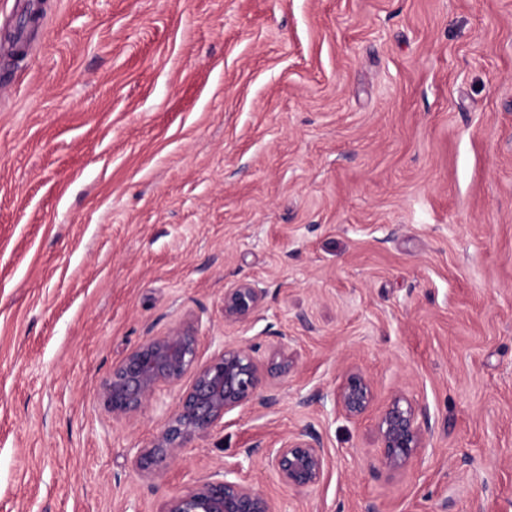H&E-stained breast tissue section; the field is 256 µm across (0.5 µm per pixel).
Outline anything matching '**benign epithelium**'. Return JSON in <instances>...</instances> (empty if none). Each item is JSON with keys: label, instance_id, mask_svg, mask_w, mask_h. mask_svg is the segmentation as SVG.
<instances>
[{"label": "benign epithelium", "instance_id": "benign-epithelium-1", "mask_svg": "<svg viewBox=\"0 0 512 512\" xmlns=\"http://www.w3.org/2000/svg\"><path fill=\"white\" fill-rule=\"evenodd\" d=\"M265 289L256 282H241L224 289V319L245 322L262 307ZM274 356L280 361L266 364L251 347L226 344L206 363L198 359L195 325L182 322L160 336H153L130 351L103 385L104 404L112 414L135 416L163 386H177L189 377L190 385L163 429L146 448H138L134 464L150 473L172 460L181 448L208 435L232 411L258 403L270 409L279 403L269 378L288 372L286 346L279 344ZM334 407L353 418L362 415L373 400L372 385L360 372L347 370L332 392ZM377 436L382 462L393 470L413 460H423L429 447V425L425 413L406 396L394 398L380 413ZM268 456L279 481L288 488L303 489L324 477L327 459L320 434L302 428L279 439ZM224 470L200 478L185 489L170 494L162 512H278L262 489L234 478Z\"/></svg>", "mask_w": 512, "mask_h": 512}]
</instances>
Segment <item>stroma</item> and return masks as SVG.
Segmentation results:
<instances>
[{"mask_svg":"<svg viewBox=\"0 0 512 512\" xmlns=\"http://www.w3.org/2000/svg\"><path fill=\"white\" fill-rule=\"evenodd\" d=\"M189 320L203 362L286 343L280 402L146 475L184 388L128 419L102 386ZM352 366L358 418L314 398ZM398 394L431 445L393 472ZM304 427L329 468L295 490L265 450ZM227 468L281 512H512V0H0V512H160ZM265 289L256 282H241L224 290V318L232 322H245L262 307ZM376 430L382 462L388 468L403 469L411 460L425 458L430 442L428 420L408 397H395L381 411Z\"/></svg>","mask_w":512,"mask_h":512,"instance_id":"stroma-1","label":"stroma"}]
</instances>
